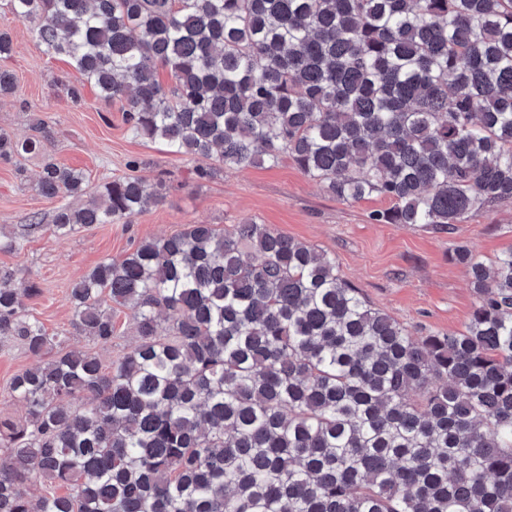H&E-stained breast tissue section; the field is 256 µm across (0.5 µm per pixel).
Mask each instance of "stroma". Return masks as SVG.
Instances as JSON below:
<instances>
[{
    "mask_svg": "<svg viewBox=\"0 0 512 512\" xmlns=\"http://www.w3.org/2000/svg\"><path fill=\"white\" fill-rule=\"evenodd\" d=\"M0 30L8 32L13 43L0 67L11 70L17 83L14 94L0 98V129L23 140L33 135L35 118L51 127L43 154L0 163L1 233H20L35 219L52 223L60 201L41 196L35 188L46 154L84 171L85 193L70 200L75 207L85 204L103 182L127 174L164 185L162 200L130 223L97 224L60 239L39 232L26 237L19 249L0 252V268L14 271L15 287L31 278L40 284L42 293L26 300L27 311L49 333L66 335L69 347L94 350L103 362L116 360L134 346L132 313L115 309L111 344L93 346L72 325L66 300L70 284L100 260L189 224L224 228L253 221L323 249L373 307L416 337L462 330L477 303L468 267L451 258L455 247L468 248L486 264L512 248V201L439 231L421 224L372 223L370 213L389 208L388 199L373 195L357 203L339 200L288 158L274 167L228 168L213 180H199L196 160L173 154L161 143L133 138L122 122L119 104L102 103L93 86L83 85L81 100L72 101L65 59L37 49L29 24L3 4ZM34 362L19 342L0 340L1 413L17 420L23 417V407L9 398V385L15 374Z\"/></svg>",
    "mask_w": 512,
    "mask_h": 512,
    "instance_id": "35a3bbf8",
    "label": "stroma"
}]
</instances>
